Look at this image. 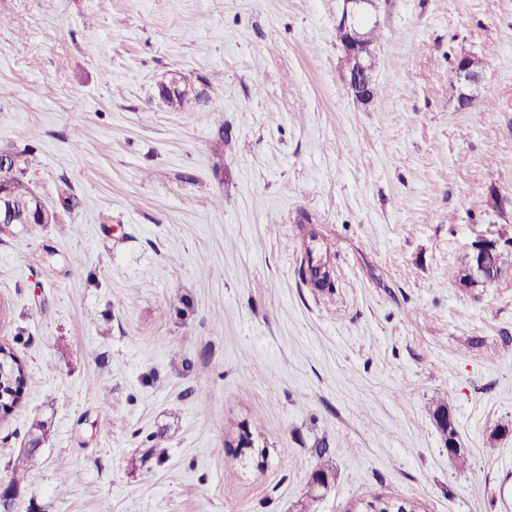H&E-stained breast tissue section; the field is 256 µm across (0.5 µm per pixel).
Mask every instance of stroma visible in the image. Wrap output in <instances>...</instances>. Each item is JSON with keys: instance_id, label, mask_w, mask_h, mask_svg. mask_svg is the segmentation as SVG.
I'll return each mask as SVG.
<instances>
[{"instance_id": "1", "label": "stroma", "mask_w": 512, "mask_h": 512, "mask_svg": "<svg viewBox=\"0 0 512 512\" xmlns=\"http://www.w3.org/2000/svg\"><path fill=\"white\" fill-rule=\"evenodd\" d=\"M341 5L0 0V148L58 216L0 233V344L27 370L0 478L45 425L19 512H295L322 440L310 512H512V285H457L512 224L484 211L512 196V0H376L367 105ZM464 53L486 107L458 108ZM310 249L333 291L303 281ZM495 233L505 241H512L511 224H499ZM495 233H492L490 236H479L472 242L468 253L474 269L482 277L485 285L492 284V280L487 277L485 271L489 267L490 262L505 251L512 253V243H504ZM442 411H448V413H446L444 415H440L439 419L441 421H448V414L450 413V410H449L448 406L442 402H439L436 404V406L432 412V418L436 424L437 429L439 430V432L442 436V439L444 441H448V438H452L456 444V448H458V449H456V451H454V457L452 458V460H455L460 466H465L467 463V460H466V457L464 456V453H462L461 448H460V441L458 438V432L456 429L455 419L453 418V420L451 422H448L449 425L451 426L450 429H448V427L441 425L437 421V415L439 412H442ZM393 498L383 494L362 495L352 502L347 512H396V510L386 511L385 500L390 501Z\"/></svg>"}]
</instances>
